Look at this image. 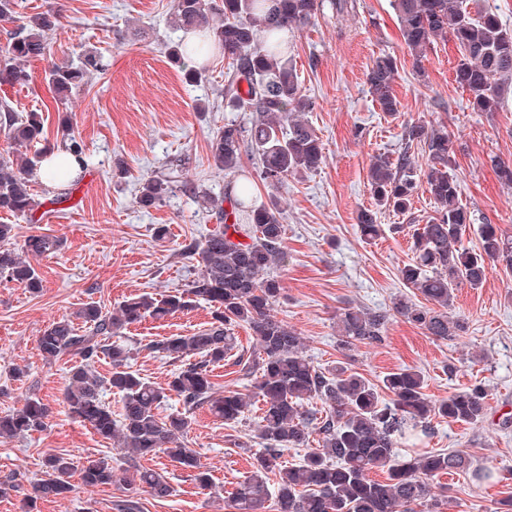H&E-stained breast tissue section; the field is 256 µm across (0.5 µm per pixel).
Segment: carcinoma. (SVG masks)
<instances>
[{"instance_id":"1","label":"carcinoma","mask_w":512,"mask_h":512,"mask_svg":"<svg viewBox=\"0 0 512 512\" xmlns=\"http://www.w3.org/2000/svg\"><path fill=\"white\" fill-rule=\"evenodd\" d=\"M470 0H393L404 44L417 67L434 42L452 34L461 57L455 81L468 94L474 112H494L504 93L512 88V30L499 16L485 8L473 12ZM322 3L319 0H175L173 23L185 31L207 30L231 60L232 74L224 88V107L250 113L249 126L227 123L211 139L215 167L234 173L243 155L256 160L259 178L277 185L291 174L310 173L323 163V148L317 133L299 113L309 108L301 94L298 76L288 57V45L272 36L290 27L310 23ZM218 14L224 22L210 24ZM57 16L41 12L28 17L10 34L0 51V82L24 85L29 76L25 62L43 50L46 32L57 26ZM108 58L89 49L66 66L53 68L47 83L57 101L85 84L93 73L103 74ZM396 58L377 57L367 73L369 93L380 110L394 115L399 101L393 92ZM0 123L8 149L0 152V212L34 220L39 207L29 176L37 163L53 151L42 146L44 125L37 111L18 115L6 101L0 102ZM63 145L82 168L88 156L69 123H64ZM405 146L395 159L380 158L370 168V191L380 207L405 215L412 210L419 190L428 192L435 216L416 229L412 238V262L399 270L403 284L424 296L427 304L406 299L394 303L393 312L421 327L430 336L452 340L465 332L464 321L448 316L455 291L462 285L480 288L494 272L512 276V238L495 224H475L473 212L459 200L460 185L451 173L452 141L446 127L428 129L419 123L404 126ZM419 144L427 153L428 167L418 169L410 149ZM39 146L34 156L18 162L12 147ZM180 177L179 170L147 180L139 203L145 208L161 201ZM250 189L236 192L228 184L224 197L209 198L211 217L217 229L204 241L189 245L185 253L200 266L189 289L160 299L140 295L121 304L112 314L94 302L76 312L85 333H78L73 320L62 318L37 339L43 359L53 361L65 354L80 358L70 371L63 396L68 412L106 440L117 443L131 460L164 455L184 470L193 472L198 487L211 488L209 470L196 450L182 441L191 421L184 413L167 419L156 410L173 396L188 409L208 404L216 417L228 423L238 420L252 402H261L255 438L263 448L254 458L249 475L238 483L232 496L236 512H266V503L276 499L277 512H417L423 507L436 512L433 480L440 474L467 471L470 463L453 451L418 454L397 459L401 440L424 432L438 416L453 422L477 424L487 415L485 390L475 385L440 401L424 392L426 381L413 367L387 373L376 385L348 367L330 370L315 366L303 354L295 329L275 319L271 306L281 294L280 281L268 275L283 257L286 227L277 203L255 204ZM360 233L370 240L380 234L373 213L358 215ZM477 226L479 247L469 250L461 238ZM14 225L0 224V277L32 292L42 281L26 256H41L60 249L58 238L48 234L28 236L20 249L7 242L14 238ZM215 307L214 322L190 334H174L155 348L183 361L166 385L143 379L129 364L127 347L108 339L142 321L172 317L199 301ZM390 319L387 311H371L347 305L340 308V338L337 347L349 349L356 342H378ZM244 322L256 339L259 360L240 362L243 375L253 378L249 394L213 392L210 366L224 361L231 350L230 327ZM105 357L112 364L103 377L93 364ZM110 389L121 400L120 415L102 399ZM390 402L381 400V392ZM321 403L325 418L313 429L315 414L310 403ZM48 406L37 397H27L21 408L0 415V439L38 431L46 425ZM318 438H313V435ZM288 448H303L296 465L282 464ZM384 469L387 481L369 478L374 469ZM73 462L62 455L45 460V478L32 486L31 497L49 499L71 489ZM278 481L269 484V474ZM88 486L112 483V464L106 457L92 459L81 468ZM132 480L146 486L156 498H166L172 488L167 477L151 469H135Z\"/></svg>"}]
</instances>
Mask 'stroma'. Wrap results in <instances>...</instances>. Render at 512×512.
Returning <instances> with one entry per match:
<instances>
[{"label": "stroma", "mask_w": 512, "mask_h": 512, "mask_svg": "<svg viewBox=\"0 0 512 512\" xmlns=\"http://www.w3.org/2000/svg\"><path fill=\"white\" fill-rule=\"evenodd\" d=\"M172 0H23L17 14L0 18V47L24 17L53 10L60 26L46 34L39 57L26 64V85L0 84V101L15 110L42 112L45 131L61 144L57 127L69 120L91 157L76 190L61 197L39 180L31 188L41 202L34 221L15 219L14 241L49 234L61 241L56 253L32 258L43 281L33 294L0 278V414L22 407L34 396L48 404L43 430L0 442V483L14 490L0 496V512H123L125 500L139 501L141 512H231L226 503L252 469L258 445L253 440L258 406L227 424L207 408L193 410L185 440L210 469L213 487H198L190 472L167 458H141L129 464L123 451L73 419L62 403L74 356L46 362L37 339L54 321L73 317L85 303L109 312L145 293L161 297L184 290L198 274L184 246L202 241L215 227L206 197L219 196L227 183L248 182L253 199L276 202L286 227L283 257L273 269L281 296L271 313L297 331L315 366L344 365L373 383L409 366L422 371L431 400L472 385L483 386L488 413L478 425L435 419L415 451L459 450L472 466L495 472L493 482H472L470 473L439 476L434 492L441 512H496L512 498V278L491 274L483 287L456 291L454 313L466 323L463 337L439 340L420 327L393 316L381 341L337 347L336 314L346 304L369 310L391 309L398 299L422 303L406 288L399 269L411 262L416 225L434 214L428 193L415 197L410 214L378 207L368 185L371 164L401 152L402 128L418 122L444 125L453 141V172L460 201L478 221L496 224L512 235V188L494 170L498 160L512 161V94L497 111L474 112L468 95L454 80L459 51L453 37L438 39L422 66L403 43L391 0H348L342 12L323 8L315 20L289 30L288 53L311 107L304 117L320 137L325 160L312 173L263 183L251 162L238 173L217 170L210 157L213 131L227 123L246 124L248 115L224 107L229 65L221 50L203 61L204 79L187 83L168 59L169 47L183 34L170 25ZM97 47L108 57L106 73L91 75L66 103L51 98L46 73ZM397 60L393 83L400 102L396 115L381 112L368 92L366 74L376 57ZM182 163L180 186L160 203L141 207L143 183ZM375 211L382 235L363 240L357 226L361 210ZM403 225L392 233L391 225ZM166 238L154 235L156 226ZM213 309L199 302L189 311L128 326L123 334L133 349L131 366L155 385H165L178 360L155 350L157 341L207 327ZM235 347L212 368L217 390L246 392L250 382L239 362L257 356L248 325L233 326ZM26 370L13 377L14 368ZM63 454L82 466L109 458L111 484L90 487L73 474L66 496L28 506L32 483L42 479L47 456ZM165 474L172 493L154 498L145 486L130 482L133 467Z\"/></svg>", "instance_id": "obj_1"}]
</instances>
